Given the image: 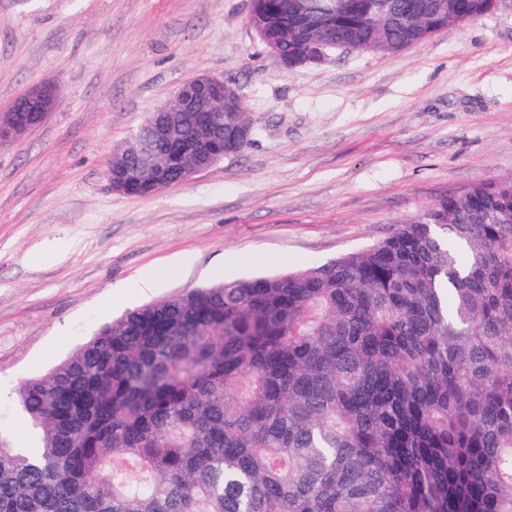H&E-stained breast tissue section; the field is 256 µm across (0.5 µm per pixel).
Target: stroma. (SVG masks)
I'll list each match as a JSON object with an SVG mask.
<instances>
[{"mask_svg":"<svg viewBox=\"0 0 512 512\" xmlns=\"http://www.w3.org/2000/svg\"><path fill=\"white\" fill-rule=\"evenodd\" d=\"M250 0H0V112L60 89L0 143V437L31 448L17 388L143 304L321 265L440 197L512 179V0L394 53L277 65ZM223 78L253 135L157 194L112 191L108 160L187 80ZM187 253L189 265L169 259ZM160 272L153 293L135 282ZM59 95L55 84L32 85L8 112L0 113V143L20 138L40 126L56 107Z\"/></svg>","mask_w":512,"mask_h":512,"instance_id":"35a3bbf8","label":"stroma"}]
</instances>
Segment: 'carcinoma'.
<instances>
[{
  "instance_id": "cac0c4a2",
  "label": "carcinoma",
  "mask_w": 512,
  "mask_h": 512,
  "mask_svg": "<svg viewBox=\"0 0 512 512\" xmlns=\"http://www.w3.org/2000/svg\"><path fill=\"white\" fill-rule=\"evenodd\" d=\"M389 2L249 18L283 54L377 52L495 10ZM18 402L40 446L0 438V512H512V181L328 263L129 311Z\"/></svg>"
}]
</instances>
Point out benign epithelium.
<instances>
[{"label":"benign epithelium","instance_id":"1","mask_svg":"<svg viewBox=\"0 0 512 512\" xmlns=\"http://www.w3.org/2000/svg\"><path fill=\"white\" fill-rule=\"evenodd\" d=\"M346 0H329L327 4H306L299 11L308 15L314 11H343ZM326 38L318 40L306 52L282 56L272 51L273 59L289 68L320 61L326 55ZM59 100V88L49 82L32 85L6 112L0 113V142L17 139L40 126L53 111ZM241 101V97L228 89L224 80L211 76H198L186 81L174 100L160 108L171 116L165 120L153 116L144 123L145 134L129 141L109 162V186L124 195L149 197L167 186V177L173 168H188V174L203 171L233 153L224 147V141L201 139L189 152L184 144L183 132L196 125H206L212 112H219ZM140 161L141 173L134 175L126 166L129 157Z\"/></svg>","mask_w":512,"mask_h":512}]
</instances>
